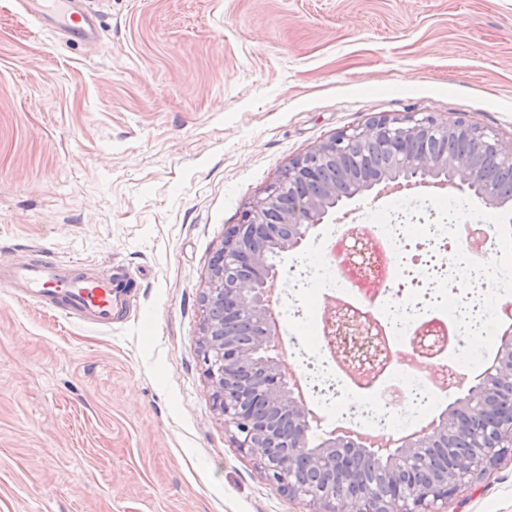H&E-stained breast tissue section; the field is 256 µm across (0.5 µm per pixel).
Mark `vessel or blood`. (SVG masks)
Segmentation results:
<instances>
[{"label":"vessel or blood","mask_w":512,"mask_h":512,"mask_svg":"<svg viewBox=\"0 0 512 512\" xmlns=\"http://www.w3.org/2000/svg\"><path fill=\"white\" fill-rule=\"evenodd\" d=\"M39 28L63 32L77 45L97 42L100 21L88 0H18ZM7 281L19 296L99 326L111 325L113 310L128 283L109 274L63 275L50 257L10 266Z\"/></svg>","instance_id":"1"}]
</instances>
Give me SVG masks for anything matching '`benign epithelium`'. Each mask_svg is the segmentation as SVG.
<instances>
[{
	"label": "benign epithelium",
	"mask_w": 512,
	"mask_h": 512,
	"mask_svg": "<svg viewBox=\"0 0 512 512\" xmlns=\"http://www.w3.org/2000/svg\"><path fill=\"white\" fill-rule=\"evenodd\" d=\"M437 137L467 139L475 151L463 159L445 150L414 148ZM356 143L383 148L390 166L381 174L345 172L343 159ZM486 154L512 168V149L464 120L374 117L292 161L242 221L224 231L202 295L200 345L215 407L236 447L254 456L288 498L312 505V512H339V503L349 512H441L437 505L447 506L512 452V325L501 333L492 363L468 383L465 396L435 428L417 439L394 440V451L376 461L390 483L386 494L363 480L362 462L371 452L352 438L331 432L310 445L316 417L297 398L267 330L278 303L275 258L301 247L309 231L346 200L387 182L435 184L469 190L489 207L512 211V194L484 179L480 160ZM285 184L286 200L280 197ZM343 247L360 267L370 264L364 239L352 235ZM326 331L334 355L350 371L368 372L375 365L383 341L370 318L337 302L328 309Z\"/></svg>",
	"instance_id": "1"
}]
</instances>
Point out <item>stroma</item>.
<instances>
[{
	"label": "stroma",
	"instance_id": "obj_1",
	"mask_svg": "<svg viewBox=\"0 0 512 512\" xmlns=\"http://www.w3.org/2000/svg\"><path fill=\"white\" fill-rule=\"evenodd\" d=\"M97 46L0 0V265L123 272L98 327L0 286V512H309L213 406L201 294L288 164L381 115L512 146V0H92ZM448 512H512V454Z\"/></svg>",
	"mask_w": 512,
	"mask_h": 512
}]
</instances>
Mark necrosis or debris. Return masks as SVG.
<instances>
[{
    "label": "necrosis or debris",
    "instance_id": "1",
    "mask_svg": "<svg viewBox=\"0 0 512 512\" xmlns=\"http://www.w3.org/2000/svg\"><path fill=\"white\" fill-rule=\"evenodd\" d=\"M361 229L375 241L370 268L357 269L337 250L340 233L335 230L316 272L321 285L336 289L342 302L380 325L385 353L371 375L350 374L334 362L324 323L316 320L311 324L316 336L313 353L301 360L300 379L307 400L322 420L335 423L346 418L348 408L365 409L369 417L360 421V428L367 432L377 428L394 438L427 425L446 394L439 379L473 376L489 359V348L467 351L460 343L463 299L442 301L432 296L433 291L448 287L436 252L466 253L472 225L458 221L449 210L441 223L393 225L370 217ZM482 231L483 263L477 273L489 294L483 299L481 316L470 327L493 340L512 313V290L503 285L504 272L512 270V258L502 254L495 226L483 225ZM424 332L444 341L442 351L429 358L413 345ZM431 361L438 366V377L424 370ZM396 401L410 402L413 416L395 417L391 406Z\"/></svg>",
    "mask_w": 512,
    "mask_h": 512
}]
</instances>
